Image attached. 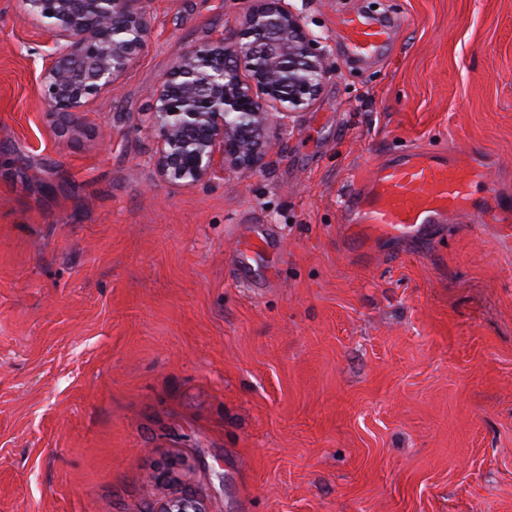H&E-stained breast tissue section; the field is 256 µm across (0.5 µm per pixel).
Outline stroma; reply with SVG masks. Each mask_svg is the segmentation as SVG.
I'll return each instance as SVG.
<instances>
[{"label":"stroma","mask_w":512,"mask_h":512,"mask_svg":"<svg viewBox=\"0 0 512 512\" xmlns=\"http://www.w3.org/2000/svg\"><path fill=\"white\" fill-rule=\"evenodd\" d=\"M290 2L330 50L318 98L259 170L177 187L152 94L246 0H151L65 134L50 34L0 0V512H512V241L354 254L336 206L400 143L482 150L512 195V0ZM374 9L405 23L354 59L336 18ZM257 225L285 258L244 279Z\"/></svg>","instance_id":"obj_1"}]
</instances>
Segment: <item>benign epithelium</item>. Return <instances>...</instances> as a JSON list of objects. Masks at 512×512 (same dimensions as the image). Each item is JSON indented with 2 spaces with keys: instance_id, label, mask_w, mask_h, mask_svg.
Returning a JSON list of instances; mask_svg holds the SVG:
<instances>
[{
  "instance_id": "7a95c632",
  "label": "benign epithelium",
  "mask_w": 512,
  "mask_h": 512,
  "mask_svg": "<svg viewBox=\"0 0 512 512\" xmlns=\"http://www.w3.org/2000/svg\"><path fill=\"white\" fill-rule=\"evenodd\" d=\"M51 34L42 72L47 112L73 117L123 75L151 34L148 0H24ZM239 39L187 50L153 98L160 133L153 167L192 187L216 168L255 170L274 130L310 108L328 73V46L307 30L288 0H249ZM160 512H205L189 498Z\"/></svg>"
}]
</instances>
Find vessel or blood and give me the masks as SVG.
Listing matches in <instances>:
<instances>
[{"label": "vessel or blood", "mask_w": 512, "mask_h": 512, "mask_svg": "<svg viewBox=\"0 0 512 512\" xmlns=\"http://www.w3.org/2000/svg\"><path fill=\"white\" fill-rule=\"evenodd\" d=\"M397 19L385 16H345L338 20L340 36L354 55L376 56L392 40ZM487 164L478 151L449 156L407 149L376 164L366 179L342 193L339 209L345 216L342 234L356 249L396 237L423 239L455 219L469 224L512 220V201L489 204L474 189L486 181ZM273 246L269 233L254 230L238 249L236 262L248 266Z\"/></svg>", "instance_id": "vessel-or-blood-1"}]
</instances>
